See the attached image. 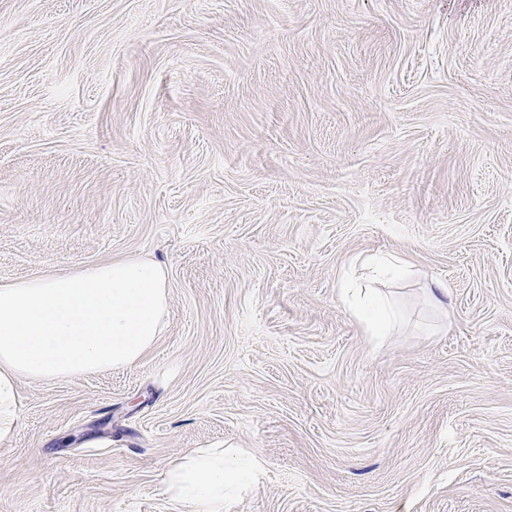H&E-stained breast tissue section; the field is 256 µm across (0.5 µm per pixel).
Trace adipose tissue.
Segmentation results:
<instances>
[{"mask_svg": "<svg viewBox=\"0 0 512 512\" xmlns=\"http://www.w3.org/2000/svg\"><path fill=\"white\" fill-rule=\"evenodd\" d=\"M355 266L360 275L343 282L340 300L365 335H387L399 315L377 282L412 275L413 267L399 255L361 256ZM167 308L168 272L141 255L0 284V438L21 412L22 380L133 366L162 335ZM260 472L257 457L200 448L167 466L165 493L180 512H224L230 494Z\"/></svg>", "mask_w": 512, "mask_h": 512, "instance_id": "obj_1", "label": "adipose tissue"}]
</instances>
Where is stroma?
I'll list each match as a JSON object with an SVG mask.
<instances>
[{
	"mask_svg": "<svg viewBox=\"0 0 512 512\" xmlns=\"http://www.w3.org/2000/svg\"><path fill=\"white\" fill-rule=\"evenodd\" d=\"M130 254L163 334L22 381L0 512H178L219 447L262 464L227 512H512V0H0V283ZM353 268H359L360 275L351 285L345 274L340 289L343 307L366 336L372 340L386 336L397 324L399 315L392 297L376 288V283L382 277L412 276L413 267L399 255H374L358 257Z\"/></svg>",
	"mask_w": 512,
	"mask_h": 512,
	"instance_id": "35a3bbf8",
	"label": "stroma"
}]
</instances>
